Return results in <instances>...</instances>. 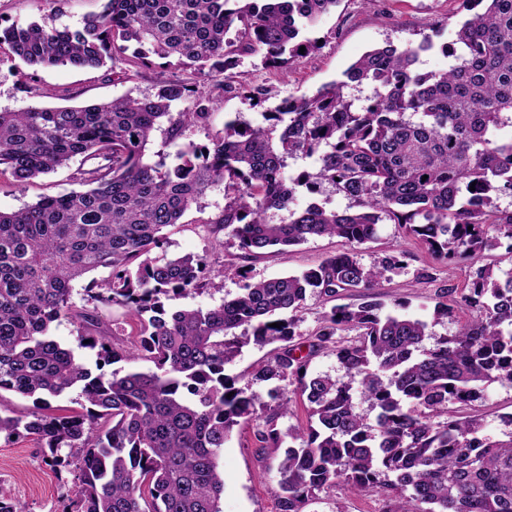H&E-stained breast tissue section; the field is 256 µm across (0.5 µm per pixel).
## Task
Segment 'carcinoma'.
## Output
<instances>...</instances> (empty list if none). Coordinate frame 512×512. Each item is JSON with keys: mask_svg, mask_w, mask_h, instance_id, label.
I'll return each instance as SVG.
<instances>
[{"mask_svg": "<svg viewBox=\"0 0 512 512\" xmlns=\"http://www.w3.org/2000/svg\"><path fill=\"white\" fill-rule=\"evenodd\" d=\"M229 2L105 0L76 31L0 26V49L35 70L99 69L116 58L143 68L175 58L208 78L259 53L267 67L288 69L315 48L304 31L339 0ZM459 2L471 17L458 32L464 53L450 52V68L418 72L424 44L372 49L343 79L283 100L258 123L228 120L223 134L178 150L170 163L145 160L156 129L168 123L175 142L206 126L211 110L182 81L161 83L151 98L0 111V166L16 180L55 173L77 155L96 161L70 175L81 189L0 212V391L34 399L26 412L0 411V434L30 436L51 465L74 466L65 512H223L224 443L253 419L264 421L262 447L284 448L278 512H305L336 486L390 493L386 512H512V431L497 439L482 416L449 410L483 399L494 382L512 383V267L479 266L460 297L472 314L430 345L427 322L385 313L376 301L404 253L376 267L357 253L390 220L438 260L474 265L502 246L512 256V211L496 203L512 193V137L500 136L512 128V0ZM351 83L374 85V95L354 106L344 93ZM178 102L186 107L171 112ZM297 153L318 156L317 172L285 177L286 158ZM321 181L355 207H293L295 187L313 192ZM218 185L224 209L209 224L220 247L227 232L245 259L322 236L348 248L287 276L241 270L240 292L215 308H172L167 302L217 284L198 256L152 252ZM271 210L288 211V221L270 222ZM98 269L109 277L85 292L126 310L136 324L128 345L112 340L117 332L96 311L72 304L73 282ZM348 292L364 302L332 306L301 354L293 340L307 296L332 301ZM62 317L77 325L78 346L96 351L97 368L129 367L92 375L52 336ZM240 327L256 345L287 343L254 371L274 384L273 407L226 373L244 345ZM346 330L357 338H340ZM321 350L336 356L346 380L306 373ZM285 381L297 384L317 426L277 428L276 418L290 413L288 401H276ZM75 386L81 410L50 412V400ZM362 402L377 410L375 420Z\"/></svg>", "mask_w": 512, "mask_h": 512, "instance_id": "cac0c4a2", "label": "carcinoma"}]
</instances>
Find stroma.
I'll list each match as a JSON object with an SVG mask.
<instances>
[{
    "label": "stroma",
    "mask_w": 512,
    "mask_h": 512,
    "mask_svg": "<svg viewBox=\"0 0 512 512\" xmlns=\"http://www.w3.org/2000/svg\"><path fill=\"white\" fill-rule=\"evenodd\" d=\"M101 7L102 0H0V24L36 21L74 30L100 12ZM468 17L458 0H339L309 31L316 47L292 71L266 67L257 54L242 55L235 68L206 80L194 68L175 63L132 70L121 60L97 70L60 66L35 71L0 53V111H19L31 105L83 106L127 93L150 97L161 82L178 79L199 84L212 101L208 128L187 132L184 137L185 142L204 144L223 132L229 118L259 120V107L241 94L247 86L266 89L267 104L272 107L282 99L312 94L322 84L341 79L343 72L365 52L389 44L400 49L420 47L419 71L447 69L452 59L446 48L455 42ZM426 40L431 43L427 49L422 46ZM80 163V158H73L68 167L56 173L22 183L9 175L1 177L0 211L11 213L42 196L70 190L69 175ZM223 207L224 189L218 186L184 216L181 224L165 231L163 254L171 258L208 257L211 277L220 285L216 291L187 294L179 299V306L209 309L236 295L242 285L236 274L240 266H247L251 275L258 278L279 277L299 272L344 248L341 239L315 237L285 253L242 260L234 239L225 238L223 249L218 250L208 234V219ZM395 248L407 253V264L388 273L377 290L384 311L425 320L432 336L453 334L462 312L439 318L435 306L440 289L458 292L465 287L473 273L471 266L435 260L417 240L404 236L388 220L381 223L376 241L359 246V259L368 266ZM475 408L485 416L489 433L502 436L507 428L501 419L512 414V385H489L485 400L476 402ZM262 426L259 420L241 424L224 444L220 459L223 512H278L274 491L282 452L261 447L255 434ZM73 490V473L49 465L37 440L0 437V496L24 503L29 512H62ZM386 508L387 500L381 494L359 496L336 490L320 493L306 512H385Z\"/></svg>",
    "instance_id": "obj_1"
}]
</instances>
